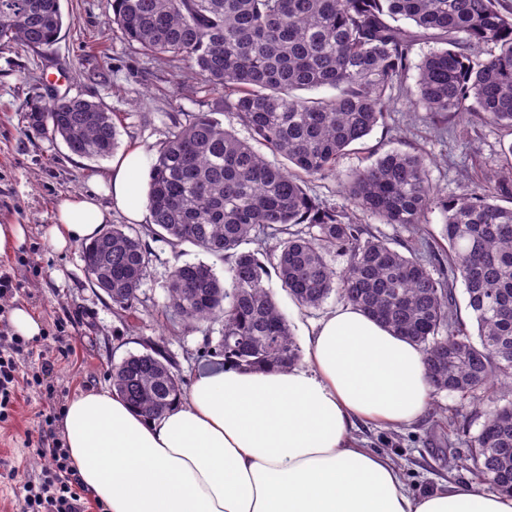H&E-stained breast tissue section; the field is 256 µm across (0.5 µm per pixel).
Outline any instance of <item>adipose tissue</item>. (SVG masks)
Listing matches in <instances>:
<instances>
[{
    "instance_id": "ef3b65f1",
    "label": "adipose tissue",
    "mask_w": 512,
    "mask_h": 512,
    "mask_svg": "<svg viewBox=\"0 0 512 512\" xmlns=\"http://www.w3.org/2000/svg\"><path fill=\"white\" fill-rule=\"evenodd\" d=\"M151 160L132 148L90 191L62 199L43 237L59 252L98 237L113 211L148 212ZM300 365L197 377L148 419L108 389L68 401L63 445L106 512H512V495L473 484L412 495L383 453L359 445L364 422L400 427L427 409L423 351L351 305L303 338Z\"/></svg>"
}]
</instances>
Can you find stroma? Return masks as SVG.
<instances>
[{"label":"stroma","mask_w":512,"mask_h":512,"mask_svg":"<svg viewBox=\"0 0 512 512\" xmlns=\"http://www.w3.org/2000/svg\"><path fill=\"white\" fill-rule=\"evenodd\" d=\"M64 24L58 41L32 50L0 48V224L27 228L23 245L0 255V271H9L16 290L0 298V336H12L9 314L27 307L40 322L42 334L28 343L19 358L18 398L0 418V512H23V498L10 470L40 477L47 462L36 454L39 412L62 413L74 396L108 388L112 369L128 354L144 350L145 340L164 346L176 361L184 384L219 367L221 360L204 354L206 338H219L221 326L201 323L188 328L173 324L166 311L169 275L175 260L204 262L223 273L224 260L185 243L172 249L148 239L149 275L136 308H113L111 299L93 287L85 271L81 246L57 252L42 238L61 198L87 190L92 177L109 171V160L92 161L69 151L61 138L41 136L27 127L26 105L45 95L80 96L103 102L112 112L118 130V149L138 146L156 154L173 120L186 113L206 112L211 100L203 92L182 87V68L166 58L144 54L129 44L118 30L108 29L112 9L107 0H61ZM512 142V130L484 124L471 142L439 140L428 115L414 108L405 92H395L391 114L351 150L336 166L335 177L312 179L308 193L327 203L344 198L340 181L354 168L373 162L393 149L423 148L436 158L430 178L449 196L470 189L463 169L472 162L497 167L501 147ZM443 219L431 210L422 235L398 226L368 220L376 236L406 247L440 248ZM286 314L295 337L341 301L329 297L320 308H299L277 278L268 281ZM74 346L70 356L62 350ZM52 369H45V361ZM455 394H434L431 410L401 429L359 425L355 435L366 447L386 453L402 471L415 494L443 485L473 481L471 469L456 465L448 454V428L437 422L435 408L458 406Z\"/></svg>","instance_id":"obj_1"}]
</instances>
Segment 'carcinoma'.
Masks as SVG:
<instances>
[{
  "label": "carcinoma",
  "mask_w": 512,
  "mask_h": 512,
  "mask_svg": "<svg viewBox=\"0 0 512 512\" xmlns=\"http://www.w3.org/2000/svg\"><path fill=\"white\" fill-rule=\"evenodd\" d=\"M125 39L148 55L190 64V79L216 95L215 112L173 121L150 172L149 232L176 248L190 242L228 261L219 278L203 262L175 264L166 307L185 324L221 323L208 352L246 370L288 368L300 349L265 284L263 254L299 306L331 294L418 345L436 392L460 409L486 407L471 436L448 415V437L468 448L478 480L512 494V142L502 161L476 176L473 189L441 193L421 150H391L351 170L345 204H320L306 179L335 176L347 149L385 120L419 41L443 47L418 67L414 105L433 129L462 136L459 117L512 129V10L502 0H109ZM406 20L408 28L400 24ZM63 27L60 0H0V46L52 45ZM487 47V57L481 49ZM331 88L330 97L299 90ZM226 112L252 141L224 128ZM28 128L59 136L70 152L110 157L117 127L101 103L53 94L27 107ZM257 142L295 171L268 160ZM438 209L444 254L426 260L372 235L362 217L409 231ZM256 249L243 250L241 245ZM346 257L338 272L330 252ZM151 252L142 235L114 224L82 257L91 283L130 310L139 301ZM462 282L472 334L454 317ZM112 390L143 416H162L181 397L176 363L156 342L124 358Z\"/></svg>",
  "instance_id": "carcinoma-1"
}]
</instances>
